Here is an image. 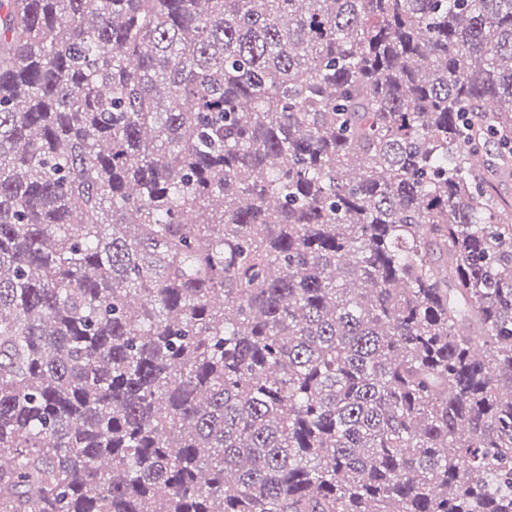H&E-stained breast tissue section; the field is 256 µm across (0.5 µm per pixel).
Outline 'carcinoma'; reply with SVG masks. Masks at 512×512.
Listing matches in <instances>:
<instances>
[{
    "mask_svg": "<svg viewBox=\"0 0 512 512\" xmlns=\"http://www.w3.org/2000/svg\"><path fill=\"white\" fill-rule=\"evenodd\" d=\"M490 143L512 0H0V512H512Z\"/></svg>",
    "mask_w": 512,
    "mask_h": 512,
    "instance_id": "cac0c4a2",
    "label": "carcinoma"
}]
</instances>
